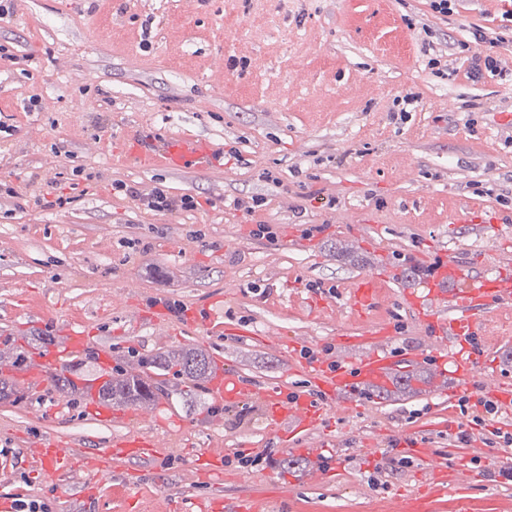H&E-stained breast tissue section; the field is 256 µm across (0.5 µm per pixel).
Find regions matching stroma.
<instances>
[{
	"label": "stroma",
	"instance_id": "35a3bbf8",
	"mask_svg": "<svg viewBox=\"0 0 512 512\" xmlns=\"http://www.w3.org/2000/svg\"><path fill=\"white\" fill-rule=\"evenodd\" d=\"M500 8L464 0L450 23L425 0H15L0 19V43L13 54L0 58V180L18 190L0 201V379L8 383L0 496L47 512H191L214 496L254 499L257 512H403L420 471L448 469L468 452L441 423L506 430V411L473 424L440 393L426 361L415 370L418 386L332 413L328 430L293 440L267 429L257 401L217 409L202 384L142 365L197 348L257 383L304 390L308 378L282 340L317 351L385 321L395 325L392 348H426L401 305L416 280L381 281L380 303L364 320L348 300L359 276L424 266L437 249L489 273L512 255V236L493 228L512 216V85L467 74L470 31L499 30ZM424 25L453 50L456 75L426 68ZM408 92L419 109L392 120L394 98ZM33 95L40 108L30 112ZM133 133L160 143L206 138L238 157L190 171L145 168L128 152ZM75 166L94 178L73 189ZM116 181L161 185L199 206L144 210L113 193ZM59 192L70 203L44 207L43 197ZM247 196L267 198L256 217L275 226L276 244L249 237L232 205ZM465 205L474 223H456ZM291 224L325 230L301 244L284 237ZM158 300L215 306L225 324L266 339L190 328L181 314L154 323ZM68 325L109 352L113 368L147 377L176 421L158 419L150 404L106 427L84 416L78 393L28 389L10 368V346L50 349ZM481 348L512 385V305L486 315ZM95 351L66 357L59 376L93 378ZM146 430L155 460L116 459L107 474L56 476L26 448L51 433L78 456L118 432ZM410 431L435 456L390 468ZM323 443L341 465L332 481L312 477L308 451ZM267 450L273 464L234 461ZM199 454L225 459L222 484L201 477ZM498 469L482 464L473 489L436 499L432 512H512V482ZM90 485L97 493L87 500Z\"/></svg>",
	"mask_w": 512,
	"mask_h": 512
}]
</instances>
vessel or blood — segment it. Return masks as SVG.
I'll use <instances>...</instances> for the list:
<instances>
[{"mask_svg": "<svg viewBox=\"0 0 512 512\" xmlns=\"http://www.w3.org/2000/svg\"><path fill=\"white\" fill-rule=\"evenodd\" d=\"M133 156L145 167L160 162L179 171L211 165L215 149L209 140L202 138L173 140L161 149L147 141L136 144ZM432 265L433 272L421 288L403 295L405 306L431 340L425 351L393 352L386 346L393 327L379 322L362 335L337 337V344L365 347L366 353L361 358L348 362L333 357L303 359L302 367L314 385L312 392L257 386L237 372L221 367L206 383L211 401L221 406L246 399L259 400L268 428L280 433H298L323 427L330 410L350 407L352 396L363 386L390 391L396 384L409 383L411 372L427 356L433 357L437 367V386L446 387L449 395L473 389L481 397L502 398L503 385L480 354L478 339L482 334L481 313L496 304L512 301V264L503 263L492 275L474 273L470 266L445 257L433 259ZM376 303L375 276H361L352 291L351 307L362 314ZM92 349L93 344L85 332L65 328L56 351L36 355L25 377L26 384L34 389L44 388L62 357ZM98 357V375L83 383L84 409L96 422L108 424L119 420L120 415L111 405L98 399L97 389L110 374L108 353L99 352ZM32 446L37 456L48 462L58 475L77 468L100 473L108 470L116 458L149 460L156 455L154 443L137 434L115 436L106 447L84 456L70 455L54 435L47 433L37 437ZM472 477V468L464 462L456 464L450 476L434 470L424 472L419 491L404 499L405 512H430L435 499L457 492L470 484ZM253 509L248 499L236 504L225 499L200 504V512H253Z\"/></svg>", "mask_w": 512, "mask_h": 512, "instance_id": "obj_1", "label": "vessel or blood"}]
</instances>
